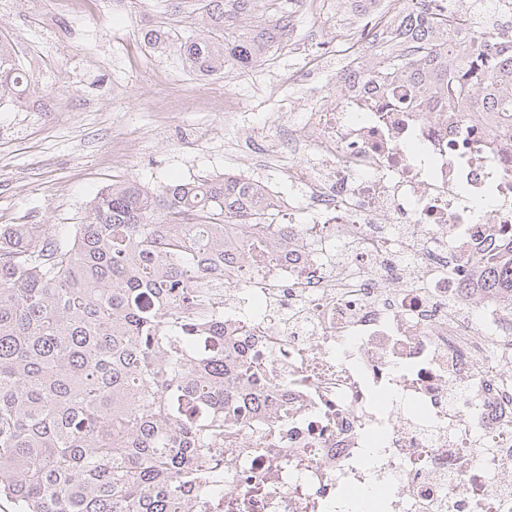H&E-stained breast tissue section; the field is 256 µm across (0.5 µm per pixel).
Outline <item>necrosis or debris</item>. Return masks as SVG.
I'll return each instance as SVG.
<instances>
[{"label":"necrosis or debris","instance_id":"necrosis-or-debris-1","mask_svg":"<svg viewBox=\"0 0 512 512\" xmlns=\"http://www.w3.org/2000/svg\"><path fill=\"white\" fill-rule=\"evenodd\" d=\"M337 38L347 51L276 74L270 91L311 89L309 110L277 142L253 131L241 174L309 221L248 277L224 272V359L265 397L226 434L233 495L240 512H338L380 484L385 512H512V296L467 285L512 235V127L396 101L361 70L374 42Z\"/></svg>","mask_w":512,"mask_h":512}]
</instances>
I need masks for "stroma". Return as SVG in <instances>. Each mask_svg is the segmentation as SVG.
Masks as SVG:
<instances>
[{
  "instance_id": "35a3bbf8",
  "label": "stroma",
  "mask_w": 512,
  "mask_h": 512,
  "mask_svg": "<svg viewBox=\"0 0 512 512\" xmlns=\"http://www.w3.org/2000/svg\"><path fill=\"white\" fill-rule=\"evenodd\" d=\"M170 0H0V36L15 43L38 81L49 113L0 104V225L81 223L92 198L115 179L155 188L173 179L223 174L225 139L275 132L302 116L306 91L289 109L267 99L274 72L298 58L273 60L225 78L204 79L179 56L151 53L139 30L164 21ZM331 7L303 18L297 36L318 44L353 22ZM235 102L225 116L215 101Z\"/></svg>"
}]
</instances>
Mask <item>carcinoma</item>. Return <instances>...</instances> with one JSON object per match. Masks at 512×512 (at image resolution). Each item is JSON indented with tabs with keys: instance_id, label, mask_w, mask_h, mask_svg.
<instances>
[{
	"instance_id": "carcinoma-1",
	"label": "carcinoma",
	"mask_w": 512,
	"mask_h": 512,
	"mask_svg": "<svg viewBox=\"0 0 512 512\" xmlns=\"http://www.w3.org/2000/svg\"><path fill=\"white\" fill-rule=\"evenodd\" d=\"M391 29L362 63L367 81L405 87L424 112L482 128L512 117V44L490 50L465 12L436 0ZM258 0H197L198 34L153 25L141 41L193 72L263 62L288 11L255 22ZM41 88L0 40V100ZM281 225L260 188L216 176L147 190L124 181L57 235L0 225V498L15 512H193L230 493L224 432L258 400L243 362H224V225ZM480 287L512 289V240L480 266Z\"/></svg>"
}]
</instances>
